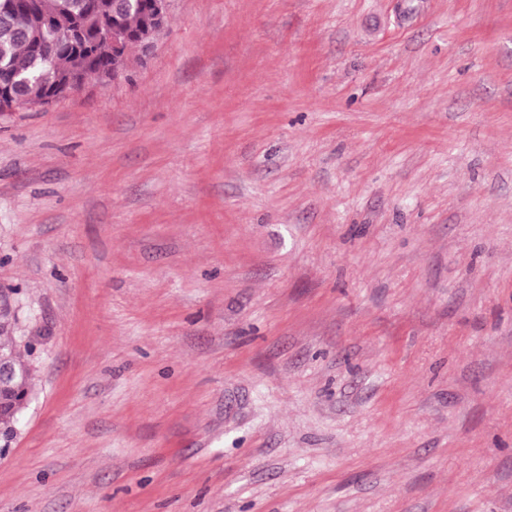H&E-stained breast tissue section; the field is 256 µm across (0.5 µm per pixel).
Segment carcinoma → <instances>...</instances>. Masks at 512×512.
Masks as SVG:
<instances>
[{"instance_id": "obj_1", "label": "carcinoma", "mask_w": 512, "mask_h": 512, "mask_svg": "<svg viewBox=\"0 0 512 512\" xmlns=\"http://www.w3.org/2000/svg\"><path fill=\"white\" fill-rule=\"evenodd\" d=\"M42 14L67 22L72 17L83 19L89 29L100 21H115L126 31L139 30L147 20V0L126 6L114 0H38ZM26 0H19L18 9L10 17L0 16V84L12 94L33 106L49 105L52 93L77 76L81 81L94 77L107 79L112 65V44L93 37L90 54L80 57L76 48L55 31H43L27 15ZM17 290L0 288V351L9 354L13 362L25 368V376L14 383L11 401L0 406V455L14 440V428L19 426L27 401L32 393L34 365L30 360L33 347L22 334V324L16 310Z\"/></svg>"}]
</instances>
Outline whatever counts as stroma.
<instances>
[{"label": "stroma", "mask_w": 512, "mask_h": 512, "mask_svg": "<svg viewBox=\"0 0 512 512\" xmlns=\"http://www.w3.org/2000/svg\"><path fill=\"white\" fill-rule=\"evenodd\" d=\"M128 59L0 116V512H512V0H170ZM18 292L14 288H0V351L8 353L13 362L25 368V376L14 383L11 401L0 410V456L14 440L13 431L18 427L27 401L32 393L34 365L30 358L33 347L22 334V322L16 310Z\"/></svg>", "instance_id": "stroma-1"}]
</instances>
